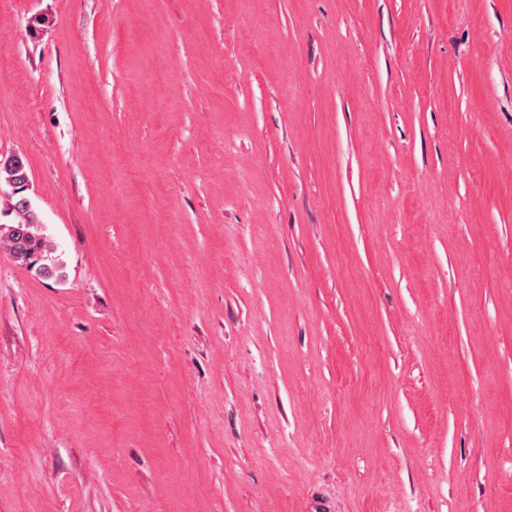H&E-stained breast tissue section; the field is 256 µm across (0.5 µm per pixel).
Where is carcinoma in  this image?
I'll return each mask as SVG.
<instances>
[{
    "label": "carcinoma",
    "mask_w": 512,
    "mask_h": 512,
    "mask_svg": "<svg viewBox=\"0 0 512 512\" xmlns=\"http://www.w3.org/2000/svg\"><path fill=\"white\" fill-rule=\"evenodd\" d=\"M2 183L9 186L14 195L5 214H15L16 221L0 224V241L6 245L11 257L19 265L35 267L46 277L56 274L60 264L55 256V245L32 208L28 206L29 198L22 195L29 183L28 167L23 157L12 155L0 158V184Z\"/></svg>",
    "instance_id": "1"
}]
</instances>
